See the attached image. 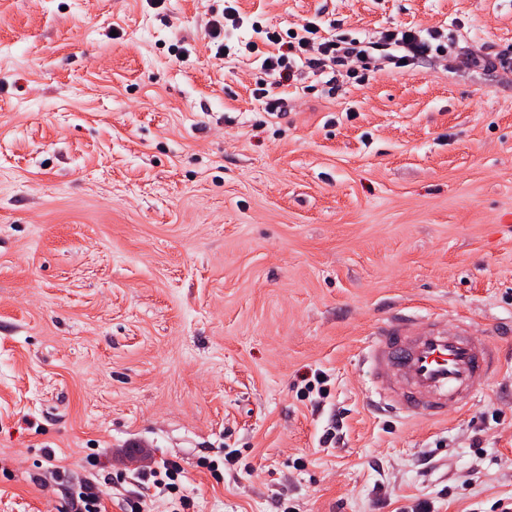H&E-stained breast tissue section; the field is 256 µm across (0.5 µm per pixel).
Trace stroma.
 Instances as JSON below:
<instances>
[{
  "mask_svg": "<svg viewBox=\"0 0 512 512\" xmlns=\"http://www.w3.org/2000/svg\"><path fill=\"white\" fill-rule=\"evenodd\" d=\"M238 7L224 56V0H0V512H499L512 360L434 424L372 412L362 355L401 314L512 340V72L302 68L270 116L252 24L493 57L512 0ZM236 13L238 11L232 7H224V18L221 20H209L206 26V35L210 41L217 44L218 53L228 55L230 52L229 46L224 42V32L230 22L231 27H236L240 21L238 20ZM71 508L75 512H103L104 506L96 492V487L92 483L86 484L82 491L78 493L75 500L72 501Z\"/></svg>",
  "mask_w": 512,
  "mask_h": 512,
  "instance_id": "1",
  "label": "stroma"
}]
</instances>
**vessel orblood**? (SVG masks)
I'll return each mask as SVG.
<instances>
[{
  "label": "vessel or blood",
  "mask_w": 512,
  "mask_h": 512,
  "mask_svg": "<svg viewBox=\"0 0 512 512\" xmlns=\"http://www.w3.org/2000/svg\"><path fill=\"white\" fill-rule=\"evenodd\" d=\"M480 328L457 322L426 323L413 317L379 326L364 362L379 404L387 411L435 421L449 407L465 409L503 363L501 346L480 340Z\"/></svg>",
  "instance_id": "b4317fda"
}]
</instances>
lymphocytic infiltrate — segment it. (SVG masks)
<instances>
[{"label":"lymphocytic infiltrate","mask_w":512,"mask_h":512,"mask_svg":"<svg viewBox=\"0 0 512 512\" xmlns=\"http://www.w3.org/2000/svg\"><path fill=\"white\" fill-rule=\"evenodd\" d=\"M265 41L273 51L263 61L268 77L259 97L268 114L281 111L282 101L274 94L276 87L292 76L297 65L326 75L329 85H336L339 78L353 79L357 85H368L371 75L361 69L365 60L375 61L378 70L404 69L434 54L448 57L451 68L472 66L487 70L512 68L511 56L490 57L471 49L457 50L455 44L439 30L394 28L374 37H360L336 31L327 35L320 30L303 25L301 33L283 38L274 30H266Z\"/></svg>","instance_id":"1"}]
</instances>
